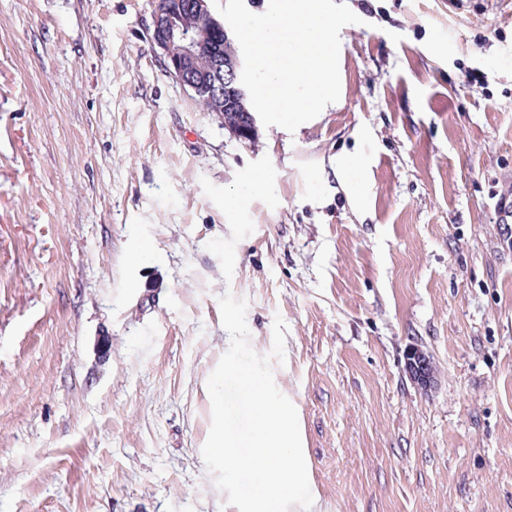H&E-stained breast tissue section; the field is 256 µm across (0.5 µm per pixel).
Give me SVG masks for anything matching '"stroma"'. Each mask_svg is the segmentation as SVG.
Wrapping results in <instances>:
<instances>
[{
  "label": "stroma",
  "instance_id": "35a3bbf8",
  "mask_svg": "<svg viewBox=\"0 0 512 512\" xmlns=\"http://www.w3.org/2000/svg\"><path fill=\"white\" fill-rule=\"evenodd\" d=\"M346 2L339 102L243 143L154 0H0V512H238L228 293L287 326L312 512H512V0ZM406 371L410 379L422 388H427L434 380L435 369L430 358L418 347L407 350Z\"/></svg>",
  "mask_w": 512,
  "mask_h": 512
}]
</instances>
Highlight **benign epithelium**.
Returning <instances> with one entry per match:
<instances>
[{"instance_id":"1","label":"benign epithelium","mask_w":512,"mask_h":512,"mask_svg":"<svg viewBox=\"0 0 512 512\" xmlns=\"http://www.w3.org/2000/svg\"><path fill=\"white\" fill-rule=\"evenodd\" d=\"M217 36L224 37L226 45L234 44L230 32L211 13L208 0H192L185 13L173 0H155L151 42L160 51L166 72L192 94L213 97L216 111L221 112L231 104L249 100V96L241 83L239 54L234 51L222 59L213 56L210 43ZM224 127L240 141L250 142L258 136L253 112L244 113L241 120L224 121ZM406 371L422 388L434 380L430 358L418 347L407 350Z\"/></svg>"}]
</instances>
